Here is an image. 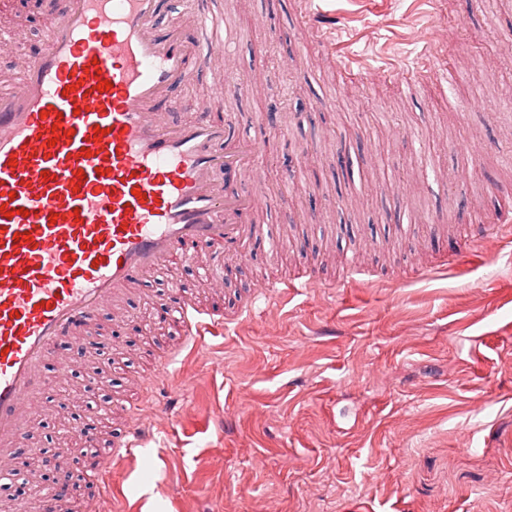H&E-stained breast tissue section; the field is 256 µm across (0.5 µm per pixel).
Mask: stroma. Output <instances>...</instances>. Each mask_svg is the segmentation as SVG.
Wrapping results in <instances>:
<instances>
[{"label":"stroma","mask_w":512,"mask_h":512,"mask_svg":"<svg viewBox=\"0 0 512 512\" xmlns=\"http://www.w3.org/2000/svg\"><path fill=\"white\" fill-rule=\"evenodd\" d=\"M344 17L365 61L347 80L300 29L294 0H199L234 35L230 62L249 95L230 98L242 134L280 104L249 221L270 236L237 257L173 260L140 283L100 329L118 345L112 393L141 407L151 435L135 468L115 477L116 512H512V265L454 250L462 203L491 213L512 182V0H316ZM436 10L452 34L441 67L455 82L414 95L379 78L382 56L409 55ZM19 41L0 46V87L49 17L16 7ZM263 56H256L257 45ZM353 167L337 178L338 148ZM374 285L345 280L350 264ZM318 267L322 285L290 301L255 299L262 282ZM224 311L255 301L251 318L206 337L148 395L160 345L154 317L169 289ZM92 357L74 362L83 391L62 426L45 407L28 444L56 450L94 424L103 439L126 423L87 392Z\"/></svg>","instance_id":"obj_1"}]
</instances>
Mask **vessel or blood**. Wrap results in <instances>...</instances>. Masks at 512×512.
I'll use <instances>...</instances> for the list:
<instances>
[{"label": "vessel or blood", "mask_w": 512, "mask_h": 512, "mask_svg": "<svg viewBox=\"0 0 512 512\" xmlns=\"http://www.w3.org/2000/svg\"><path fill=\"white\" fill-rule=\"evenodd\" d=\"M21 86L0 91V471L27 449L33 405L50 381L47 362L63 337L87 352L100 349L96 328L104 308L121 312L140 281L173 258L195 259L204 249H231L258 227L243 223L254 198L231 189L232 176L254 173L268 136L237 135L214 123L225 95L252 85L221 67L207 97L179 96L196 69L225 56L228 40L217 16L199 13L196 0H63ZM307 30L351 77L357 58L322 22L313 0H301ZM196 37L183 36L186 17ZM441 31L416 40L412 55L380 69L404 71L414 92L420 78L439 82L433 67ZM108 91H98L99 82ZM189 109L192 122H170L166 111ZM312 270L263 285L288 297L316 287ZM181 301L177 338L158 363L155 388H165L182 354L205 336L247 317ZM107 456L84 475L93 496L84 512H102L112 494V468L132 461L143 439L136 408ZM69 493L54 490L13 512H64Z\"/></svg>", "instance_id": "obj_1"}]
</instances>
